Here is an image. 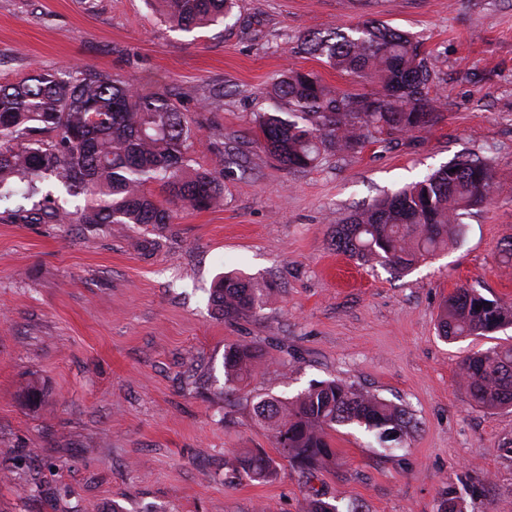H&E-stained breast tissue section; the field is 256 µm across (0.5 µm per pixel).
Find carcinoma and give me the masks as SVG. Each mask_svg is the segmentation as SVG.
<instances>
[{"label":"carcinoma","mask_w":512,"mask_h":512,"mask_svg":"<svg viewBox=\"0 0 512 512\" xmlns=\"http://www.w3.org/2000/svg\"><path fill=\"white\" fill-rule=\"evenodd\" d=\"M181 32L219 26L232 17V0H156ZM298 49L324 57L330 67L378 84L372 93L335 91L314 72L279 77L258 113L264 148L281 167L301 171L327 155L356 154L366 145L430 126L439 108L430 94L434 62L412 36L378 21L346 31L309 33ZM197 132L165 91L150 95L106 72L76 67L65 75L37 69L0 84V200L31 202L8 209L11 224L172 223L171 204L214 209L224 200V170L192 165ZM56 179L85 204L69 210L44 190ZM493 189L491 167L460 158L424 179L355 212L330 240L333 250L358 261L375 260L397 273L460 235V218L481 206ZM212 301L227 319L249 316L263 293L241 275H226ZM512 325V304L461 286L445 300L438 333L446 340L486 337ZM263 356L243 344L224 347L230 382L250 378ZM473 405L512 406V344L467 356L460 367ZM259 424L271 427L281 457L313 473L335 463L330 430L358 425L384 441L401 438L412 417L374 394L341 380L319 382L295 398L260 400ZM224 466L256 482L278 475V463L259 448L235 450Z\"/></svg>","instance_id":"carcinoma-1"}]
</instances>
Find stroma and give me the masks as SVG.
<instances>
[{"label":"stroma","instance_id":"obj_1","mask_svg":"<svg viewBox=\"0 0 512 512\" xmlns=\"http://www.w3.org/2000/svg\"><path fill=\"white\" fill-rule=\"evenodd\" d=\"M234 13L185 34L149 0H0V82L80 65L168 91L199 131L194 167L224 171L221 208L178 204L159 227L0 222V512H304L317 491L340 512H437L450 489L467 512H512V407H474L459 376L467 355L512 344V325L455 341L437 329L459 285L512 303L498 255L512 241V0H237ZM371 19L435 60L434 122L284 170L258 138L266 92L289 69L371 91L297 47ZM461 155L491 166L495 190L460 241L402 274L329 247L351 213ZM228 272L272 288L255 315L215 313ZM230 344L265 359L236 387ZM333 379L406 408L413 430L386 450L337 427L336 464L311 479L284 459L269 483L226 473L238 448L277 457L257 402ZM30 383L34 408L19 396Z\"/></svg>","mask_w":512,"mask_h":512}]
</instances>
